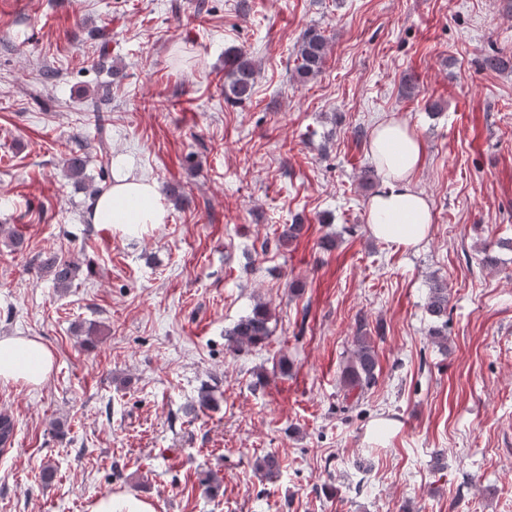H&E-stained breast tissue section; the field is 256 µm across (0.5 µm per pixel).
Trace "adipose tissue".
Wrapping results in <instances>:
<instances>
[{
    "label": "adipose tissue",
    "mask_w": 512,
    "mask_h": 512,
    "mask_svg": "<svg viewBox=\"0 0 512 512\" xmlns=\"http://www.w3.org/2000/svg\"><path fill=\"white\" fill-rule=\"evenodd\" d=\"M369 150L381 173L382 186L368 205V229L379 241L406 249L416 247L426 238L432 221L430 205L414 185L423 143L406 122L386 117L373 128ZM112 167L116 171L114 183L96 199L93 223L113 225L132 237L143 225L165 223L168 210L156 184L145 176H128L124 157L113 158ZM54 362L52 351L39 339L0 337L1 383L40 386Z\"/></svg>",
    "instance_id": "obj_1"
}]
</instances>
